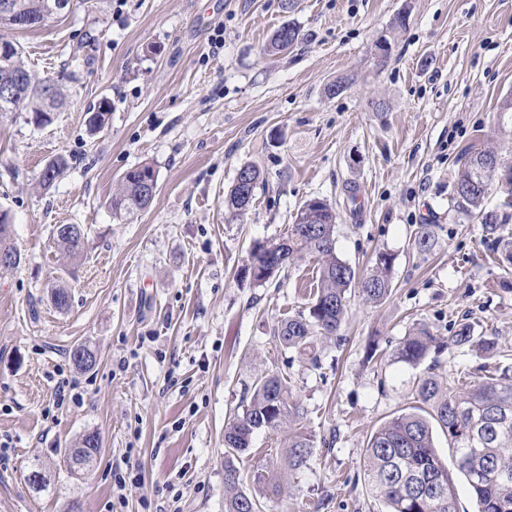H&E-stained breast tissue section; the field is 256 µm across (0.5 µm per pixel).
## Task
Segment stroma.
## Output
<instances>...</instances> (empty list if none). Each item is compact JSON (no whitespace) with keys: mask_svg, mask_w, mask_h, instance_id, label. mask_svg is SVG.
Segmentation results:
<instances>
[{"mask_svg":"<svg viewBox=\"0 0 512 512\" xmlns=\"http://www.w3.org/2000/svg\"><path fill=\"white\" fill-rule=\"evenodd\" d=\"M289 20L295 47L266 52ZM0 36L65 92L47 124L0 116V211L23 257L0 270V512H224V428L276 371L315 447L264 512H386L364 483L367 442L413 406L419 378L481 365L451 342L461 317L498 337L495 365L512 374L498 247L450 200L469 146L512 152L498 112L512 95V0H297L290 13L281 0H76ZM343 76L348 88L329 94ZM103 99L109 123L94 134L88 109ZM60 156L64 173L41 187ZM144 163L158 172L154 200L116 219L108 202ZM246 164L266 183L233 220L224 197ZM315 197L335 209L336 253L357 272L393 257L389 298L352 296L316 367L273 331L309 307L318 260L263 286L250 272L252 248L286 234ZM58 224L85 228L80 259L55 245ZM423 224L435 235L426 252L414 245ZM59 286L63 311L50 300ZM420 325L440 347L415 367L396 352ZM79 344L97 353L91 371L71 362ZM87 432L100 438L97 461L71 473L64 452ZM284 456L282 434L261 431L234 463L247 474ZM35 466L39 489L27 480ZM132 472L140 482L116 502L115 474Z\"/></svg>","mask_w":512,"mask_h":512,"instance_id":"stroma-1","label":"stroma"}]
</instances>
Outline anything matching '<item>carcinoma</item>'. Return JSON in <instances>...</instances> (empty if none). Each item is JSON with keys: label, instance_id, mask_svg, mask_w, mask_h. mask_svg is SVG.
Listing matches in <instances>:
<instances>
[{"label": "carcinoma", "instance_id": "1", "mask_svg": "<svg viewBox=\"0 0 512 512\" xmlns=\"http://www.w3.org/2000/svg\"><path fill=\"white\" fill-rule=\"evenodd\" d=\"M14 16L0 14V25L23 28L39 27L50 20L53 0H14ZM295 22L282 24L273 34L269 49L283 52L292 49L299 39ZM28 72L19 45L9 62L0 61V86L18 87L12 100L0 102L2 112H27L34 122L49 120V112L63 104V94L50 80L31 78L18 85L17 78ZM110 105L99 102L89 111L88 125L92 131L104 128L109 120ZM497 163L500 174L509 177V187L502 190L500 207L512 209V164L497 152L486 148H471L462 157L451 194L453 208L460 214L481 215L485 237L502 245L505 260L512 264V236L503 234L496 210L484 208V201L496 179L490 178L485 189L471 187L478 180L479 166L488 159ZM67 166L64 158L49 161L42 170L41 184L49 187ZM156 174L149 164L135 166L124 173L109 206L112 215L123 220L148 207L142 195L145 176ZM255 194L243 195L232 186L225 206L234 217L243 216ZM336 211L326 202L309 207L304 222L289 225L287 234L276 243L256 248L251 253L250 268L258 270L254 282L263 285L307 256L321 261L320 280L313 305L308 313H300L281 322L274 337L286 349L309 356L313 366L319 365L315 353L317 341L336 334L345 317L352 294L378 304L392 292V256L377 255L375 268L359 278L354 269L336 255L334 229ZM54 239L70 256L78 258L85 250L86 230L79 224H59ZM18 257L21 253L11 239L7 214L0 212V252ZM452 341L466 345L478 357L491 359L500 353L494 336L475 332L462 319L456 324ZM434 336L420 325L400 344L396 358L417 366L427 357ZM76 370L86 372L97 361L95 351L86 344L75 346L70 354ZM303 416V408L294 400L288 375L271 373L257 378L251 386L250 398L242 414L237 415L224 430V512H263L260 499L239 490L244 476L233 462L234 456L249 451L254 435L260 431L287 434L285 466L291 472L306 467L313 448L311 434L295 427ZM438 425L448 437L453 461L465 477L478 504V512H512V378L487 372L478 383L463 382L459 377L442 379L429 374L419 380L415 390V405L411 411L384 423L366 446L364 480L369 491L381 497L388 512H459L448 465L438 456L433 441V425ZM100 440L95 432L81 436L75 447L65 453V463L72 473L88 469L99 452ZM252 482L263 496L279 498L284 492L280 476L264 468L253 471Z\"/></svg>", "mask_w": 512, "mask_h": 512}]
</instances>
